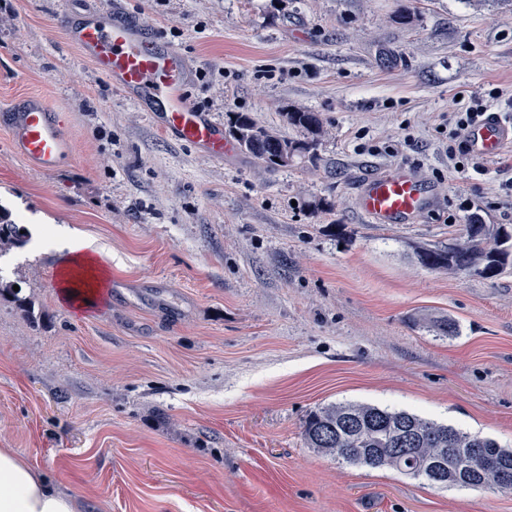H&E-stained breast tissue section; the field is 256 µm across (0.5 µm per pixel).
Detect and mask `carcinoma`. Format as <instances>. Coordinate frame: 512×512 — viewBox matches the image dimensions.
<instances>
[{"label":"carcinoma","mask_w":512,"mask_h":512,"mask_svg":"<svg viewBox=\"0 0 512 512\" xmlns=\"http://www.w3.org/2000/svg\"><path fill=\"white\" fill-rule=\"evenodd\" d=\"M287 118L289 124L305 132L304 138H283L246 113L234 115L228 134L242 151L267 167L292 166L284 162L287 154L315 163L316 146L324 133L318 113L293 109ZM465 231L464 240L446 251L419 250V263L451 272L463 267L485 278L499 275L512 257V249L507 247L512 234L498 224L483 223L477 228L472 221L465 225ZM26 242L27 229L12 222L8 214H0V251ZM303 439L307 447L339 461L396 470L433 486L512 492V448L407 411H389L372 404L331 405L309 414ZM470 452L477 454L476 462L460 467V456ZM431 461H443L448 468H422Z\"/></svg>","instance_id":"cac0c4a2"}]
</instances>
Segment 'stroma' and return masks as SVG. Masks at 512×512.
<instances>
[{"label": "stroma", "mask_w": 512, "mask_h": 512, "mask_svg": "<svg viewBox=\"0 0 512 512\" xmlns=\"http://www.w3.org/2000/svg\"><path fill=\"white\" fill-rule=\"evenodd\" d=\"M186 55L190 100L287 139L318 113L319 161L216 162L161 134L69 45L66 0H0V104L38 96L75 153L51 174L0 126V207L70 232L109 271L76 309L50 246L0 278V448L78 512H512V493L438 488L307 448L319 408L405 410L512 448V264L494 278L422 267L469 214L512 232V148L448 168L457 94L512 107V0H126ZM409 166L441 199L370 224L352 186ZM458 322L445 337L435 323Z\"/></svg>", "instance_id": "35a3bbf8"}]
</instances>
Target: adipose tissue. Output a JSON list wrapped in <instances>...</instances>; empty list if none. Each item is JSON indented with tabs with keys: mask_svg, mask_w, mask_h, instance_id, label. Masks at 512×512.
Segmentation results:
<instances>
[{
	"mask_svg": "<svg viewBox=\"0 0 512 512\" xmlns=\"http://www.w3.org/2000/svg\"><path fill=\"white\" fill-rule=\"evenodd\" d=\"M52 247L72 256V267L60 278L64 298L78 308L92 305L105 279L100 262L84 255V243L68 235L54 237ZM0 512H76V502L57 491L14 449L0 448Z\"/></svg>",
	"mask_w": 512,
	"mask_h": 512,
	"instance_id": "1",
	"label": "adipose tissue"
}]
</instances>
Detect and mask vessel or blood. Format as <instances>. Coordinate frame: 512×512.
Here are the masks:
<instances>
[{"mask_svg": "<svg viewBox=\"0 0 512 512\" xmlns=\"http://www.w3.org/2000/svg\"><path fill=\"white\" fill-rule=\"evenodd\" d=\"M59 23L67 40L114 90L150 112L168 138L217 161L234 154L223 125L190 102L184 54L146 31L124 0H112L106 8L67 9ZM0 124L9 130L12 152L41 172L58 170L71 155L59 114L43 99L29 96L0 106ZM465 139L477 160H491L512 147V119L486 112ZM435 202L434 187L407 166L364 173L353 191L355 209L372 224L415 223Z\"/></svg>", "mask_w": 512, "mask_h": 512, "instance_id": "obj_1", "label": "vessel or blood"}]
</instances>
